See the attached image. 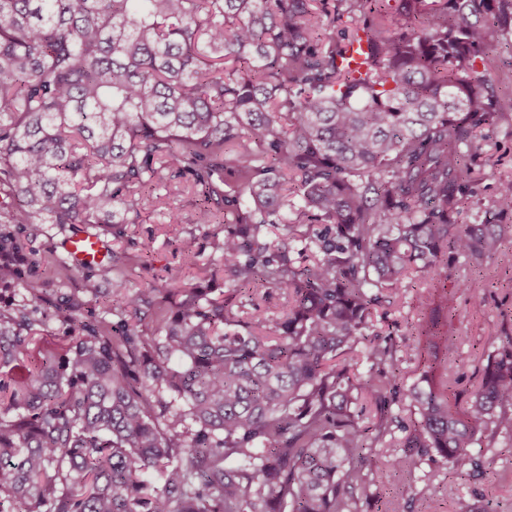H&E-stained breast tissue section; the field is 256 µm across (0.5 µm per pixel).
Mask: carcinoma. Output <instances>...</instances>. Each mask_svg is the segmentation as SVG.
I'll return each instance as SVG.
<instances>
[{
	"label": "carcinoma",
	"instance_id": "carcinoma-1",
	"mask_svg": "<svg viewBox=\"0 0 512 512\" xmlns=\"http://www.w3.org/2000/svg\"><path fill=\"white\" fill-rule=\"evenodd\" d=\"M324 4L0 0V512H367L384 470L441 460L476 482L481 434L512 432V336L464 386L422 293L409 336L430 351L406 386L372 323L409 271L481 267L507 231L512 180L496 221L461 213L484 166L470 143L512 112L478 68L512 0H359L350 35ZM361 39L356 77L339 57ZM164 172L199 188L197 223L224 225L225 290L137 288L118 332L110 300L83 316L86 278L57 297L62 342L29 359L43 284L20 279L24 225L84 224L109 249ZM272 288L283 313H233Z\"/></svg>",
	"mask_w": 512,
	"mask_h": 512
}]
</instances>
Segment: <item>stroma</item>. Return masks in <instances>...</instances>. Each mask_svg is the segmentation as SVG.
<instances>
[{
  "mask_svg": "<svg viewBox=\"0 0 512 512\" xmlns=\"http://www.w3.org/2000/svg\"><path fill=\"white\" fill-rule=\"evenodd\" d=\"M490 51L485 67L495 81L498 95L512 97V36L491 30ZM475 145L490 164L479 186L478 195L470 199L462 219L468 224H478L485 217L495 199L501 181L512 179V114H506L494 124L484 128ZM195 199L189 181L167 178L155 192L154 201L142 210L138 223L128 225L127 240L113 243L112 249L119 256L118 265L130 288L147 285L164 287L169 276L178 275L184 280L223 287V280H209L205 270L217 255V244L222 234L213 224L195 223ZM178 207L183 223H169V207ZM67 232L52 224L28 225L23 235L22 255L18 260L22 278H36L46 288L45 300L39 310H47L49 302L59 293L70 291L85 277L95 278L101 294H110L115 286V276L101 275L98 268L78 269L60 265L65 254ZM151 244L148 255H141L137 245ZM198 256L196 267H186L184 251ZM456 274L481 276L486 285L488 303L478 312H470L469 293L453 289L443 271L428 273L410 272L404 279L393 302L387 308L386 322L399 344L401 366L406 375H413L417 360L408 331L418 318L416 299L427 285L447 290L448 306L452 312L450 323L460 331L463 340L455 351L460 371L472 373L481 367L487 353L496 347L503 336L512 335V232L503 237L498 251L482 270H474L466 262H459ZM483 460L486 474L480 482L469 483L449 479L442 465L422 464L412 471H386L383 484L410 482L416 486L431 484L435 492L426 499L417 500L414 512H471L477 498L484 497L499 505V512H512V434L501 432L483 436Z\"/></svg>",
  "mask_w": 512,
  "mask_h": 512,
  "instance_id": "obj_1",
  "label": "stroma"
}]
</instances>
